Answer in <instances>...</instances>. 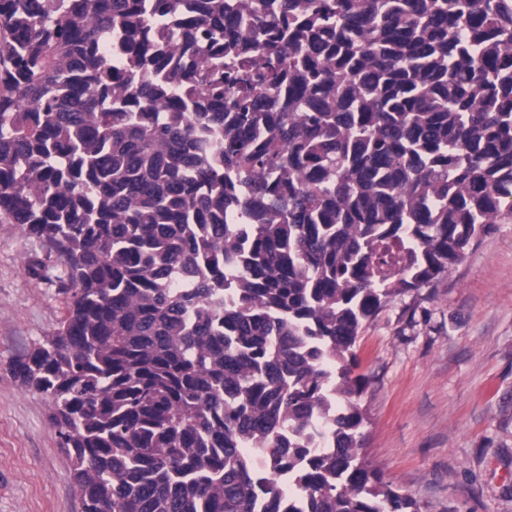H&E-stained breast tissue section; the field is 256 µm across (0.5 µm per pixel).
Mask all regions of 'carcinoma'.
<instances>
[{
	"label": "carcinoma",
	"mask_w": 512,
	"mask_h": 512,
	"mask_svg": "<svg viewBox=\"0 0 512 512\" xmlns=\"http://www.w3.org/2000/svg\"><path fill=\"white\" fill-rule=\"evenodd\" d=\"M178 2L0 0V224L67 298L13 375L81 512H418L354 348L512 222V0Z\"/></svg>",
	"instance_id": "1"
}]
</instances>
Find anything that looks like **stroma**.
<instances>
[{
  "label": "stroma",
  "instance_id": "obj_1",
  "mask_svg": "<svg viewBox=\"0 0 512 512\" xmlns=\"http://www.w3.org/2000/svg\"><path fill=\"white\" fill-rule=\"evenodd\" d=\"M54 254L0 224V512H81L45 395L16 359L66 312ZM363 454L419 512H512V222L490 225L434 288L367 322Z\"/></svg>",
  "mask_w": 512,
  "mask_h": 512
}]
</instances>
